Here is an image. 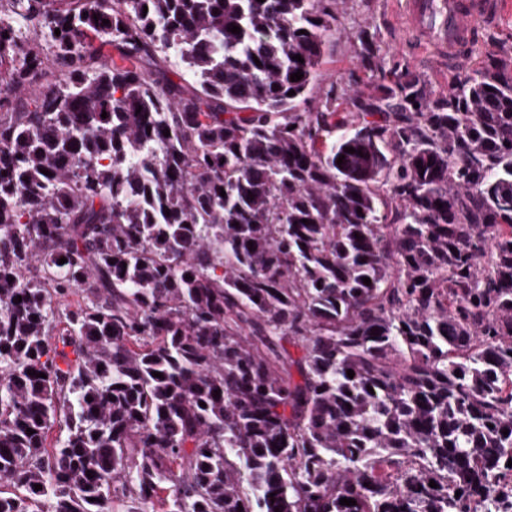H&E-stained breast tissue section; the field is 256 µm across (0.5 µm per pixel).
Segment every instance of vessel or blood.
Returning a JSON list of instances; mask_svg holds the SVG:
<instances>
[{
  "label": "vessel or blood",
  "instance_id": "b4317fda",
  "mask_svg": "<svg viewBox=\"0 0 512 512\" xmlns=\"http://www.w3.org/2000/svg\"><path fill=\"white\" fill-rule=\"evenodd\" d=\"M505 0H401L399 25L417 50L461 68L483 34L497 26Z\"/></svg>",
  "mask_w": 512,
  "mask_h": 512
}]
</instances>
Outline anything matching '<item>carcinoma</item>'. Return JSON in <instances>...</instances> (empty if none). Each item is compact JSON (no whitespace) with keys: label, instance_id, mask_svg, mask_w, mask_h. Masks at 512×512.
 I'll list each match as a JSON object with an SVG mask.
<instances>
[{"label":"carcinoma","instance_id":"carcinoma-1","mask_svg":"<svg viewBox=\"0 0 512 512\" xmlns=\"http://www.w3.org/2000/svg\"><path fill=\"white\" fill-rule=\"evenodd\" d=\"M6 2L0 512H512V60L312 110L337 0Z\"/></svg>","mask_w":512,"mask_h":512}]
</instances>
